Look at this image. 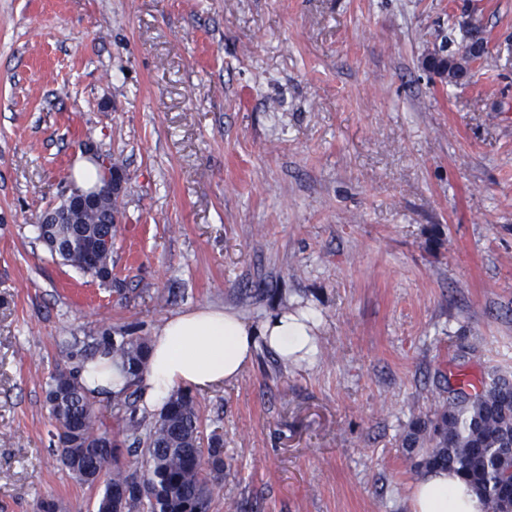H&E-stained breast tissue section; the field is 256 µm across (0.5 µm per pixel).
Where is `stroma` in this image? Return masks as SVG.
Returning a JSON list of instances; mask_svg holds the SVG:
<instances>
[{
    "label": "stroma",
    "instance_id": "1",
    "mask_svg": "<svg viewBox=\"0 0 512 512\" xmlns=\"http://www.w3.org/2000/svg\"><path fill=\"white\" fill-rule=\"evenodd\" d=\"M465 84L425 66L466 24ZM124 175L112 280L34 230L78 158ZM322 318L196 395L211 512H405L446 378L512 374V0H0V512H93L45 389L76 337L200 305Z\"/></svg>",
    "mask_w": 512,
    "mask_h": 512
}]
</instances>
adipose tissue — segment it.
I'll use <instances>...</instances> for the list:
<instances>
[{"label": "adipose tissue", "instance_id": "ef3b65f1", "mask_svg": "<svg viewBox=\"0 0 512 512\" xmlns=\"http://www.w3.org/2000/svg\"><path fill=\"white\" fill-rule=\"evenodd\" d=\"M322 319L310 308H280L252 322L234 310L202 305L165 319L150 338L146 370L139 382L141 408L163 407L177 390L201 393L238 380L265 348L284 365L314 362ZM80 381L97 399H117L127 377L117 359L99 354L86 360ZM407 512H486L483 500L458 475L445 470L421 475Z\"/></svg>", "mask_w": 512, "mask_h": 512}]
</instances>
